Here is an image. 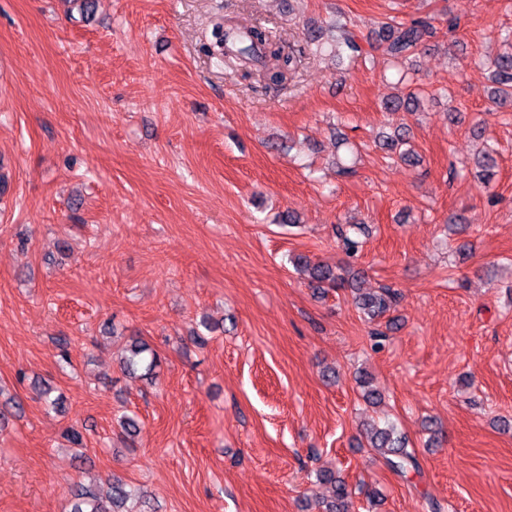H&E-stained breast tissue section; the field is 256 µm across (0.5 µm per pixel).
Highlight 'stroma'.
Here are the masks:
<instances>
[{
  "label": "stroma",
  "instance_id": "obj_1",
  "mask_svg": "<svg viewBox=\"0 0 512 512\" xmlns=\"http://www.w3.org/2000/svg\"><path fill=\"white\" fill-rule=\"evenodd\" d=\"M336 14L362 43L387 18L436 26L413 59L431 96L407 118L420 166L373 144L398 79L381 47L304 61L267 94L207 53L226 19L288 43ZM508 31L512 0H95L88 17L0 0V405L24 406L0 430V512H70L78 483L114 473L156 512H319L330 468L350 512H512V106L488 111L479 65ZM340 132L362 145L346 178ZM484 139L499 149L486 192ZM349 218L354 261L335 235ZM298 255L398 291L381 350L351 290L315 294ZM135 339L156 380L121 372ZM360 369L419 472L368 447Z\"/></svg>",
  "mask_w": 512,
  "mask_h": 512
}]
</instances>
